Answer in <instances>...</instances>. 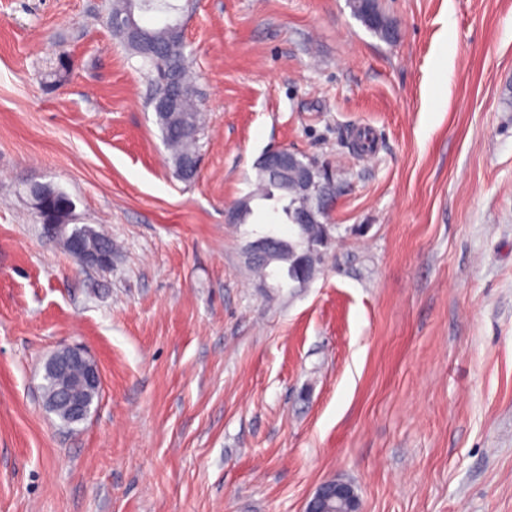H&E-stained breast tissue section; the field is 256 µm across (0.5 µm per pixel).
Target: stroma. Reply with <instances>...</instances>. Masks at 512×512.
I'll list each match as a JSON object with an SVG mask.
<instances>
[{
	"instance_id": "obj_1",
	"label": "stroma",
	"mask_w": 512,
	"mask_h": 512,
	"mask_svg": "<svg viewBox=\"0 0 512 512\" xmlns=\"http://www.w3.org/2000/svg\"><path fill=\"white\" fill-rule=\"evenodd\" d=\"M110 0H0V512H512V0H194L180 16L201 165L178 179ZM74 66L47 81L58 51ZM370 155L352 149L358 134ZM331 167V246L273 288L253 167ZM47 182L112 238L83 269L20 196ZM103 376L62 426L42 366ZM355 17L373 34L388 40L394 32L393 24L384 14L378 0H351ZM51 372L56 376L70 377L74 370L80 376L76 382L83 391L95 390L100 394L102 376L97 364L78 349L66 348L56 351L50 358ZM307 504L306 512H360V499L355 488L336 480L319 484Z\"/></svg>"
}]
</instances>
